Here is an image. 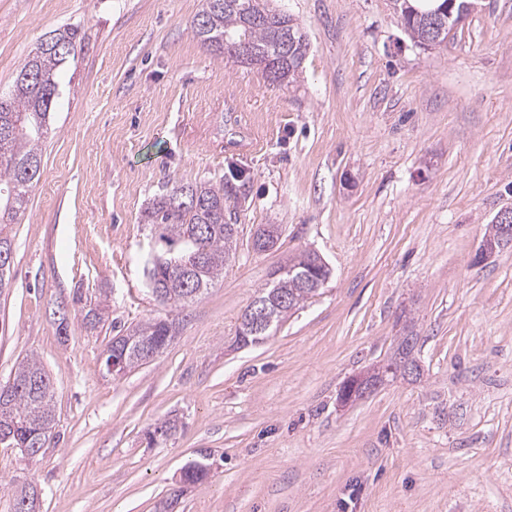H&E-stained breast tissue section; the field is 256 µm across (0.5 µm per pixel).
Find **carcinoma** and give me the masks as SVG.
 Returning a JSON list of instances; mask_svg holds the SVG:
<instances>
[{
  "label": "carcinoma",
  "instance_id": "carcinoma-1",
  "mask_svg": "<svg viewBox=\"0 0 512 512\" xmlns=\"http://www.w3.org/2000/svg\"><path fill=\"white\" fill-rule=\"evenodd\" d=\"M445 0H393L403 25L419 43L429 32L430 20ZM195 36L218 55L232 54L231 45L245 43L250 56L235 61L267 71L263 62L279 57L286 41H291L289 57L282 64V81L287 82L300 68L308 43L300 40L299 25L290 15L269 6L268 0H203V7L191 22ZM77 31L65 29L40 40L27 61L34 62L30 81L15 78L7 93L8 110H0V254L12 252L11 240L4 234L25 210L28 193L40 177V143L47 130V119L57 92L58 67L74 48ZM228 182L175 184L155 197L147 208L148 223L154 226L155 248L146 262L145 280L165 289L159 303L182 309L201 300L216 280L223 277L224 265L236 251L237 223L224 219L228 205ZM311 252L288 259L289 272L277 276L258 292L269 298L288 293L291 303L273 306V319L259 333L239 327L242 345L258 344L271 336L288 314L304 306L319 289L297 287L299 277L314 278ZM176 319L156 318L136 326L137 341L164 349L165 338L174 335ZM417 336L409 331L400 337L383 368L391 375L405 374L416 364ZM6 397L0 399V436L16 448L50 446L55 421L53 383L39 360L32 356L19 364L13 378L0 385ZM36 489L23 487L13 495V505L35 508Z\"/></svg>",
  "mask_w": 512,
  "mask_h": 512
}]
</instances>
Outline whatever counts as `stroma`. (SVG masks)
Listing matches in <instances>:
<instances>
[{
	"label": "stroma",
	"mask_w": 512,
	"mask_h": 512,
	"mask_svg": "<svg viewBox=\"0 0 512 512\" xmlns=\"http://www.w3.org/2000/svg\"><path fill=\"white\" fill-rule=\"evenodd\" d=\"M202 4L0 0V93L45 34L78 31L0 291V383L40 359L54 439L33 459L0 447V512L27 484L40 512H512V245L475 257L512 207V0L429 46L391 0H271L309 43L281 86L194 35ZM237 172L223 277L163 353L108 375L112 337L167 314L144 285L148 203ZM264 224L282 235L259 253ZM305 250L329 281L238 347L243 311ZM409 327L420 378L341 403ZM172 414L182 431L147 444ZM200 459L207 479L180 487Z\"/></svg>",
	"instance_id": "35a3bbf8"
}]
</instances>
